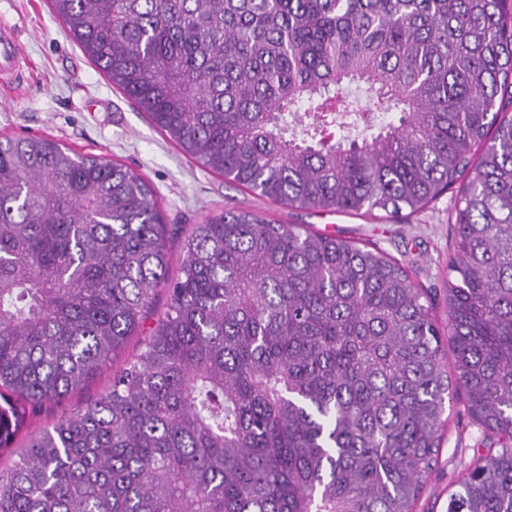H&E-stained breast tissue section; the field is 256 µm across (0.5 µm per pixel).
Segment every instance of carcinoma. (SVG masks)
I'll return each mask as SVG.
<instances>
[{"instance_id": "obj_1", "label": "carcinoma", "mask_w": 512, "mask_h": 512, "mask_svg": "<svg viewBox=\"0 0 512 512\" xmlns=\"http://www.w3.org/2000/svg\"><path fill=\"white\" fill-rule=\"evenodd\" d=\"M48 2L181 153L262 197L396 221L454 193L456 283L442 327L395 258L246 210L192 225L172 278L143 176L1 137L0 512H413L455 397L498 448L448 512H512V0ZM165 302L166 298L163 293L156 297L154 307L143 320L136 334L129 337L124 349L116 357L115 364L121 365L124 361L139 353L142 347V342L144 338L149 335L157 315L164 310ZM110 374L111 370H107L95 376L81 389L68 394L58 406L43 407L36 417L37 425H40L47 416L77 411L87 400L103 393L109 386Z\"/></svg>"}]
</instances>
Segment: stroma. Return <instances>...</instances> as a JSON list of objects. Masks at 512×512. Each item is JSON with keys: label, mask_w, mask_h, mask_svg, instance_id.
I'll return each instance as SVG.
<instances>
[{"label": "stroma", "mask_w": 512, "mask_h": 512, "mask_svg": "<svg viewBox=\"0 0 512 512\" xmlns=\"http://www.w3.org/2000/svg\"><path fill=\"white\" fill-rule=\"evenodd\" d=\"M0 20L18 30L28 59L22 78L0 84V137L46 135L142 175L153 186L170 229V270L180 265L181 242L192 225L212 213L246 209L283 224L377 243L408 268L415 285L430 297L437 318L445 319L455 220L452 194L396 222L273 203L204 170L167 141L66 35L47 0H0ZM483 438L463 404H454L415 512H448L453 483L470 466Z\"/></svg>", "instance_id": "1"}]
</instances>
